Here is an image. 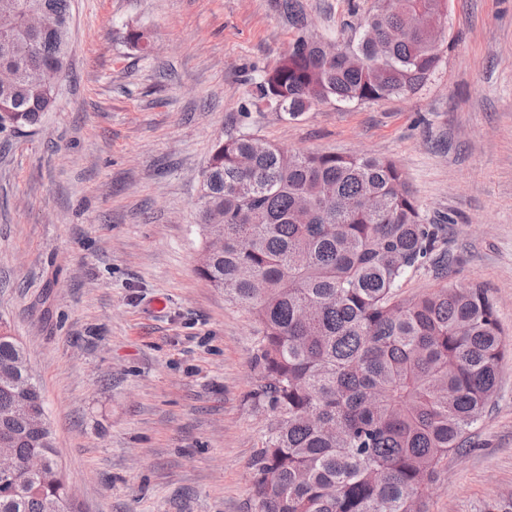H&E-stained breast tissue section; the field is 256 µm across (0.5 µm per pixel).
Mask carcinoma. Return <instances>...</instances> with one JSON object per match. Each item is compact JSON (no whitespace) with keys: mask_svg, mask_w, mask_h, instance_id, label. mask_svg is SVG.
<instances>
[{"mask_svg":"<svg viewBox=\"0 0 512 512\" xmlns=\"http://www.w3.org/2000/svg\"><path fill=\"white\" fill-rule=\"evenodd\" d=\"M447 0H389L356 46L298 37L264 71L257 96L286 119L313 105L362 104L421 88L442 62L430 29ZM403 31L374 49L369 29ZM70 0H0V129L38 124L57 94L41 69L68 71ZM249 157L243 170L239 161ZM200 231L224 225V251L200 275L252 314L262 336L255 406L267 426L250 462L255 512H428L448 455L467 447L512 352L481 288L402 296L437 239L390 160L258 143L240 129L216 140L202 171ZM335 199L321 198L325 185ZM45 407L28 353L0 319V439L38 454L41 473L0 478V512H77L65 497L51 429L32 432L20 390Z\"/></svg>","mask_w":512,"mask_h":512,"instance_id":"1","label":"carcinoma"}]
</instances>
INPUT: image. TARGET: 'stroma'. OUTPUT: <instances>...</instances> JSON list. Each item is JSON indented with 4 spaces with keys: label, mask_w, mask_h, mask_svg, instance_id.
<instances>
[{
    "label": "stroma",
    "mask_w": 512,
    "mask_h": 512,
    "mask_svg": "<svg viewBox=\"0 0 512 512\" xmlns=\"http://www.w3.org/2000/svg\"><path fill=\"white\" fill-rule=\"evenodd\" d=\"M375 2L298 0L301 33L279 0H71L56 108L0 131V319L81 512L253 510L259 325L198 271L201 172L227 130L393 161L449 259L404 296L480 286L512 339V0H448L416 93L295 120L254 95L299 35L349 40ZM428 512H512V356Z\"/></svg>",
    "instance_id": "obj_1"
}]
</instances>
